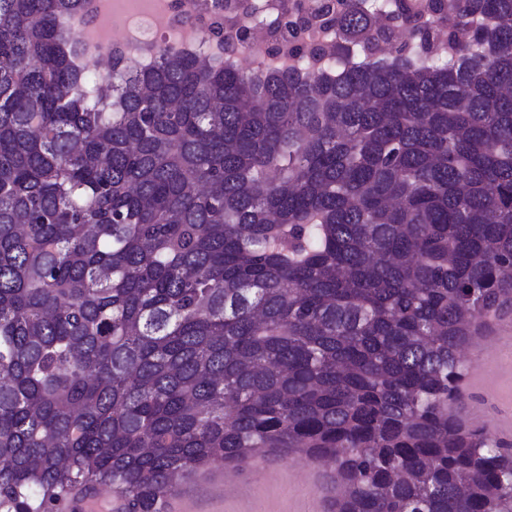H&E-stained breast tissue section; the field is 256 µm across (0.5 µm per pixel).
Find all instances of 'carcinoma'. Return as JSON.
I'll use <instances>...</instances> for the list:
<instances>
[{
	"label": "carcinoma",
	"instance_id": "1",
	"mask_svg": "<svg viewBox=\"0 0 512 512\" xmlns=\"http://www.w3.org/2000/svg\"><path fill=\"white\" fill-rule=\"evenodd\" d=\"M84 2L0 0V512L292 454L336 512H512L454 411L512 307V0L328 5L314 75L99 81Z\"/></svg>",
	"mask_w": 512,
	"mask_h": 512
}]
</instances>
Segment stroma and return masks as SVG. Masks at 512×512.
<instances>
[{
  "mask_svg": "<svg viewBox=\"0 0 512 512\" xmlns=\"http://www.w3.org/2000/svg\"><path fill=\"white\" fill-rule=\"evenodd\" d=\"M459 414L512 443V312L494 319L466 353ZM334 469L296 456L212 466L185 478L167 512H334Z\"/></svg>",
  "mask_w": 512,
  "mask_h": 512,
  "instance_id": "35a3bbf8",
  "label": "stroma"
}]
</instances>
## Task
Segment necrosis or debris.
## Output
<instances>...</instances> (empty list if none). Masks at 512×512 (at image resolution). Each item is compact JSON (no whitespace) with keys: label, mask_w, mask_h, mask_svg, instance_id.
Instances as JSON below:
<instances>
[{"label":"necrosis or debris","mask_w":512,"mask_h":512,"mask_svg":"<svg viewBox=\"0 0 512 512\" xmlns=\"http://www.w3.org/2000/svg\"><path fill=\"white\" fill-rule=\"evenodd\" d=\"M111 2V46L89 60L90 68L101 74L110 70L116 51L134 69L147 66L153 47L161 44L207 63L223 53L228 41L236 49L225 55V65L262 71L288 60V50L271 33L269 21L314 15L326 0H223L219 6L214 0Z\"/></svg>","instance_id":"necrosis-or-debris-1"}]
</instances>
